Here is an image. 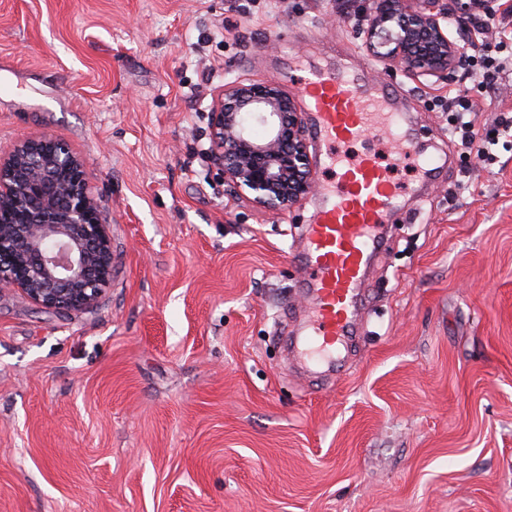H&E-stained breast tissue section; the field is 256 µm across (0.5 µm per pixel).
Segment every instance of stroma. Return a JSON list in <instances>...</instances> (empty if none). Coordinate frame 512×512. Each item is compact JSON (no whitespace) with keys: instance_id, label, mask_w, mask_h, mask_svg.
Segmentation results:
<instances>
[{"instance_id":"35a3bbf8","label":"stroma","mask_w":512,"mask_h":512,"mask_svg":"<svg viewBox=\"0 0 512 512\" xmlns=\"http://www.w3.org/2000/svg\"><path fill=\"white\" fill-rule=\"evenodd\" d=\"M358 5L0 0V155L68 142L119 260L80 312L0 292V512H512V140L491 165L463 149L448 85L386 71ZM296 58L401 93L419 155L390 170L411 220L329 374L282 348L319 194L257 207L209 152L213 100L266 82L298 97ZM457 82L484 135L512 117V70Z\"/></svg>"}]
</instances>
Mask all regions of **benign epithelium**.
I'll use <instances>...</instances> for the list:
<instances>
[{"mask_svg": "<svg viewBox=\"0 0 512 512\" xmlns=\"http://www.w3.org/2000/svg\"><path fill=\"white\" fill-rule=\"evenodd\" d=\"M358 34L388 67L437 82L454 79L466 52L447 22L462 23L495 0H372ZM265 134L253 133V123ZM212 156L224 184L254 205L278 210L315 189L302 112L275 83L233 85L211 110ZM71 146L48 134L21 139L0 158V288L39 307L80 312L112 281L109 225Z\"/></svg>", "mask_w": 512, "mask_h": 512, "instance_id": "7a95c632", "label": "benign epithelium"}]
</instances>
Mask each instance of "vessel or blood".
<instances>
[{"label":"vessel or blood","mask_w":512,"mask_h":512,"mask_svg":"<svg viewBox=\"0 0 512 512\" xmlns=\"http://www.w3.org/2000/svg\"><path fill=\"white\" fill-rule=\"evenodd\" d=\"M310 115V133L336 175L321 187L323 204L306 225L299 260L306 274L307 348L332 360L348 344L356 326V305L365 269L384 243L390 215L399 209V192L387 165L374 152L347 156L346 146L367 130L381 127L396 157L412 144L396 95L381 83L346 68L312 69L299 86Z\"/></svg>","instance_id":"1"}]
</instances>
